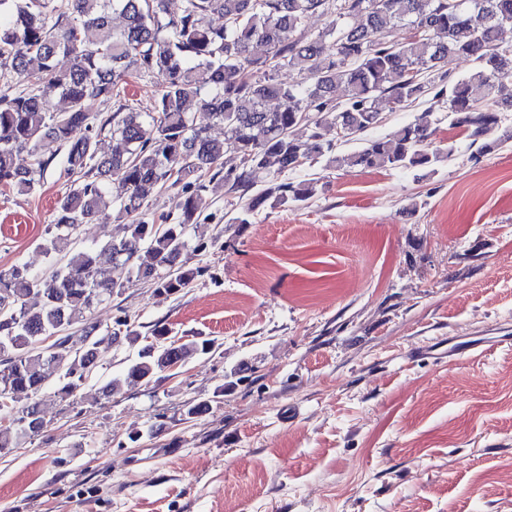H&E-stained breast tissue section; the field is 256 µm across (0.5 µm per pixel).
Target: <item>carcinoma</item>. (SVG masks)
<instances>
[{"instance_id":"obj_1","label":"carcinoma","mask_w":512,"mask_h":512,"mask_svg":"<svg viewBox=\"0 0 512 512\" xmlns=\"http://www.w3.org/2000/svg\"><path fill=\"white\" fill-rule=\"evenodd\" d=\"M166 0H0V80L18 78L15 90L0 92V188L20 195L36 193L47 168L58 161L82 183L63 196L57 206V233L44 244L45 252L63 260L48 278L29 275L15 266L0 271V380L12 393L17 424L0 425V451L43 432L24 414H41L38 394L50 381L59 384L62 400L74 396L95 363L100 326L84 323L91 351L82 354L61 340L48 351L31 352L43 336L72 325L75 316L123 287V280L97 276L98 253L75 248L72 233L89 224L112 205L126 220L122 235L104 244L126 277L152 283L156 290L176 294L198 276L177 261L186 248L185 233L197 223L202 192L214 182L229 192L258 191L230 219L243 226L270 206L304 202L314 195L308 181L290 182L267 171L270 159L279 173L322 160L336 168L416 169L425 171L451 156L453 145L431 148L435 130L427 122L409 123L388 138L372 139L343 153L324 139L327 126L347 125L350 138L381 122L379 99L412 104L429 95L448 98L450 126L484 152L503 143L497 136L504 121L500 105L512 107V45L500 35L512 27V0H466L463 10L448 0H183L171 13ZM123 15L122 29L112 28L110 14ZM319 12L330 18L327 27L310 38L301 31L303 19ZM213 14L224 18L221 27L209 23ZM416 23L426 30L401 42L393 32ZM266 54L256 57L253 45ZM72 59L65 72L55 60ZM450 55L474 61L464 77L428 78ZM37 68H31L32 63ZM288 69L296 81L284 84L278 73ZM151 81L156 94L146 112L122 113L97 120L85 108L91 99L121 97L128 79ZM345 86L341 106L333 96ZM486 88L489 103L472 97V87ZM56 92L57 108L49 98ZM195 100L200 111L224 125V139L210 137L186 111ZM277 100L279 109L266 110ZM303 126L308 139L295 137ZM108 133L116 140L112 153L98 154L94 137ZM27 166L15 163L21 150ZM239 160L223 169L224 154ZM209 180H204V176ZM118 181L123 194L112 199L109 184ZM180 187L175 215L155 226L145 207L164 188ZM40 302L31 306L28 299ZM173 334L162 325L152 342L119 378L102 388L109 398L122 387H134L211 350L212 343L180 336L169 347L154 342Z\"/></svg>"}]
</instances>
